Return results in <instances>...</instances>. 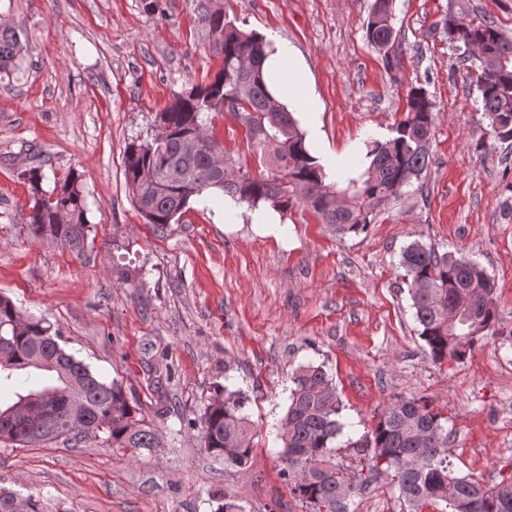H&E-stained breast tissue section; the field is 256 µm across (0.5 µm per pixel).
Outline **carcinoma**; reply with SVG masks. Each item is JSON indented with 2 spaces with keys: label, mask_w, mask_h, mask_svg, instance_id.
Here are the masks:
<instances>
[{
  "label": "carcinoma",
  "mask_w": 512,
  "mask_h": 512,
  "mask_svg": "<svg viewBox=\"0 0 512 512\" xmlns=\"http://www.w3.org/2000/svg\"><path fill=\"white\" fill-rule=\"evenodd\" d=\"M201 26L223 56V66L206 83L178 96L161 114L160 133L151 142L128 144L124 172L138 209L150 224L176 220L189 202L221 192L237 203L256 208L269 202L288 210L304 202L318 220L346 235L372 223L377 208L397 197L428 166V143L434 126L432 102L422 88L408 93L406 118L383 142L368 149L370 162L347 188L336 191L326 183L324 167L309 151L305 134L284 104L270 91L262 67L267 43L224 20L218 0H194ZM393 0H375L368 17L367 36L380 50L395 43ZM461 62H479L477 89L483 114L497 141L512 140V38L492 22L474 24L463 18L449 23ZM29 52L27 32L0 18V86L12 81ZM228 110L242 118L247 134L269 173L228 172L224 146L201 124L202 114ZM31 185L32 205L27 223L37 236H49L62 246L79 250L85 242V202L77 182L67 180L47 192L44 175L24 173ZM412 308L420 337L436 362L459 361L477 336L448 335V318L457 328L482 326V335H496L500 317L495 283L483 268L464 256L439 254L433 247L412 242L401 253ZM16 386V400L0 403V440L19 445L40 441L27 433L22 406L33 396L46 397L57 410L78 409L79 426L47 431L104 436L116 448L132 452L157 446L151 423L133 407L122 388L107 383L51 335V327L26 318L13 303L0 297V382ZM286 412L281 420L284 475L312 512H344V500L354 493L361 476L334 462L336 439L344 425L333 385L320 366L303 365L292 377ZM246 396L224 388L201 417L205 450L224 459L228 467L251 463L253 448ZM363 447L373 449L366 469L393 472L400 495L417 507L442 501L449 512H512V477L492 485L454 473L448 463V429L443 416L425 399L398 398L375 415Z\"/></svg>",
  "instance_id": "obj_1"
}]
</instances>
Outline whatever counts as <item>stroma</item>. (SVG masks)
Wrapping results in <instances>:
<instances>
[{
  "label": "stroma",
  "instance_id": "1",
  "mask_svg": "<svg viewBox=\"0 0 512 512\" xmlns=\"http://www.w3.org/2000/svg\"><path fill=\"white\" fill-rule=\"evenodd\" d=\"M374 0H221L224 18L304 61L318 97L288 108L328 176L363 171L355 144L390 137L407 94L434 104L428 167L360 233L337 235L302 203L276 224L247 204L192 201L149 224L124 177V151L152 139L162 112L221 68L192 0H0L30 51L0 87V296L45 320L66 352L118 383L153 422L157 447L130 456L99 438L0 442V488L42 512H310L282 473L279 420L292 375L319 365L342 403L335 461L361 471L360 438L395 397L425 398L447 420L448 460L491 484L512 476V144L479 110L476 67L457 61L450 17L494 23L512 38V0H393L396 41L372 45ZM206 130L229 170L267 169L232 112ZM38 168L44 190L76 177L82 251L27 224ZM465 256L495 281L499 334L463 360L434 362L411 306L401 252L412 242ZM242 390L253 461L206 453L200 419L224 385ZM346 512H417L391 473L346 499Z\"/></svg>",
  "mask_w": 512,
  "mask_h": 512
}]
</instances>
